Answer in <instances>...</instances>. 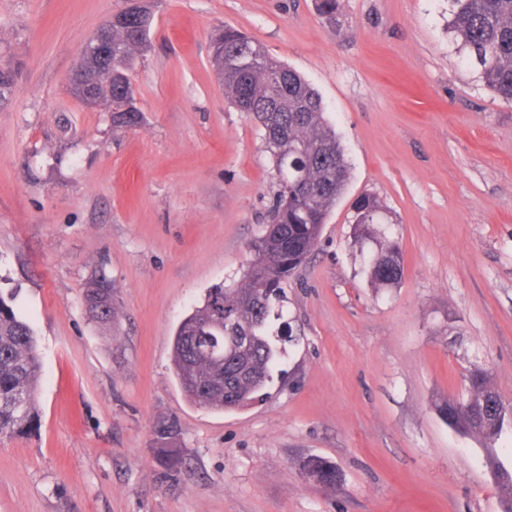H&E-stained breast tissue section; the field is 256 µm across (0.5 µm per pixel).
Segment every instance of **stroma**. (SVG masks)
I'll return each mask as SVG.
<instances>
[{"instance_id": "stroma-1", "label": "stroma", "mask_w": 512, "mask_h": 512, "mask_svg": "<svg viewBox=\"0 0 512 512\" xmlns=\"http://www.w3.org/2000/svg\"><path fill=\"white\" fill-rule=\"evenodd\" d=\"M129 0H0V291L35 327L32 432L0 439V512H501L495 442L441 405L486 370L512 405V104L469 65L448 0H159L135 62L137 124L68 88L84 41ZM232 26L320 94L351 180L289 280L294 343L264 402L192 405L172 368L176 325L239 272L277 192L257 125L209 64ZM392 211L404 273L374 292L350 208ZM115 316H89L96 275ZM172 418L179 472L159 461ZM333 462L335 487L308 479ZM302 469L309 478L317 480L323 485L334 486L336 484V467L323 458L312 457L307 459L302 464Z\"/></svg>"}]
</instances>
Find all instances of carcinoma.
Returning <instances> with one entry per match:
<instances>
[{
  "instance_id": "cac0c4a2",
  "label": "carcinoma",
  "mask_w": 512,
  "mask_h": 512,
  "mask_svg": "<svg viewBox=\"0 0 512 512\" xmlns=\"http://www.w3.org/2000/svg\"><path fill=\"white\" fill-rule=\"evenodd\" d=\"M449 28L460 42L484 84L500 99L512 103V0H450ZM319 16L338 21L339 0H315ZM153 12L137 4L114 15L112 38L116 56L100 67L80 58L72 93L84 86L96 90V103L112 105V119L137 123L131 70L150 45ZM257 42L224 28L212 41L210 62L220 76L224 93L264 131L266 152L277 178L276 204L265 232L254 244V258L229 283L209 289L175 329L172 341L174 375L187 399L216 412L237 410L267 394L279 372L289 339L283 302L288 279L318 246L327 218L345 192L351 166L336 131L326 121L319 94L295 71L263 53L251 71L225 64L236 52ZM16 73L0 67V105L8 102ZM355 241L372 244L361 252L362 273L377 292L396 287L403 275V258L389 230L393 220L372 193L352 203ZM112 281L96 277L85 293L92 318L112 321L115 313ZM15 295L0 293V437L29 433L38 422L37 390L41 366L33 325L14 308ZM448 424L487 440L512 429V407L494 391L488 374L474 370L468 397L444 406ZM177 426L163 423L157 430L159 453L168 470L181 458L172 447ZM305 474L317 482L336 484V467L312 457ZM502 512H512V472L497 473Z\"/></svg>"
}]
</instances>
